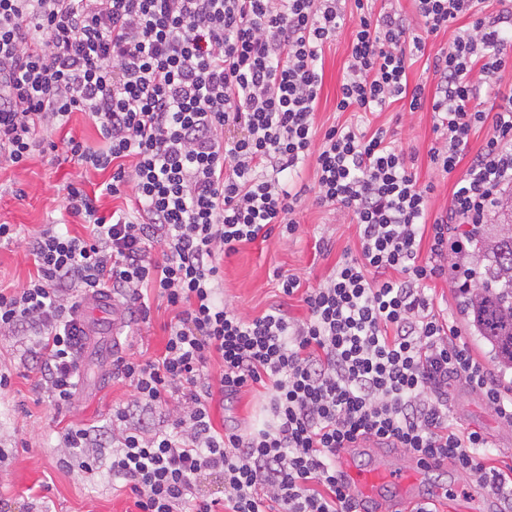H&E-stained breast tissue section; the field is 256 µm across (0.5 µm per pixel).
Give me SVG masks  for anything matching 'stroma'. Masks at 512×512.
Masks as SVG:
<instances>
[{
    "label": "stroma",
    "mask_w": 512,
    "mask_h": 512,
    "mask_svg": "<svg viewBox=\"0 0 512 512\" xmlns=\"http://www.w3.org/2000/svg\"><path fill=\"white\" fill-rule=\"evenodd\" d=\"M352 38L344 27L323 54V86L315 121L325 129L350 120L336 109ZM372 127L395 129L398 139L416 156L415 170L420 183H433L431 211L446 208L452 189L465 172L458 166L449 175L434 170L428 150L435 135L433 114L428 110L405 111L395 103L369 115ZM109 173L88 169L63 160L48 151L34 154L23 166L0 164V224H14L28 236L51 224H66L74 234L83 233L79 219L67 217L62 209L65 187L81 183L86 191L98 192ZM298 233L291 238L272 233L239 247L225 256L219 282L227 303L238 312L256 316L272 305L287 302L291 316L302 318L306 309L299 297L283 299L278 292L277 272H292L317 285L333 271L344 250L356 248L358 240L350 217L316 205L305 198L295 215ZM35 272L21 242L0 240V286L15 288ZM172 313L165 301L152 299L149 322L130 321L127 339L121 340L123 356H153L165 343L163 329ZM107 337L82 354L81 383L72 404L56 407L39 392L28 369L36 363L34 339L30 336L0 335V367L13 373L10 391L0 395V448L8 457L0 463V498L13 507L30 506L32 512H135L134 499L121 481L113 479L107 467L87 473L65 467L61 461L58 432L66 424L104 426L113 407L129 402L126 384L112 377V355L106 352ZM267 393L261 386L248 387L233 399L213 392L209 401L215 425H231L241 431L261 425ZM449 416L459 425L477 430L494 444L487 465L512 469V429L503 427L482 400L462 385L448 392ZM474 478L453 468L422 471L416 494L444 505L442 512H498L500 505L488 495L473 494Z\"/></svg>",
    "instance_id": "stroma-1"
}]
</instances>
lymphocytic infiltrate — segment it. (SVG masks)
Instances as JSON below:
<instances>
[{"instance_id":"1","label":"lymphocytic infiltrate","mask_w":512,"mask_h":512,"mask_svg":"<svg viewBox=\"0 0 512 512\" xmlns=\"http://www.w3.org/2000/svg\"><path fill=\"white\" fill-rule=\"evenodd\" d=\"M413 2L410 19L375 15L373 0H351L347 14L336 0H0V159L24 165L85 112L104 146L71 136L67 155L111 170L106 193L128 185L138 203L106 218L95 195L71 184L64 209L88 236L49 226L23 238L0 224V239L23 238L36 266L23 287L0 288V334L35 337L37 386L67 405L84 344L74 313L86 295L107 293L144 321L154 291L173 312L159 357L113 359L133 402L113 409L108 434L80 424L61 433L65 460L83 470L109 458L137 512H369L347 492L336 456L370 439L426 468L445 462L477 476L512 512V475L481 462L487 437L448 419V387L460 381L511 427L512 387L474 358L427 292L448 275L459 226L491 223L512 186V88H494L493 111L476 104L480 78L512 67V9L486 16L484 0ZM464 16L470 27L432 61L433 87L409 86L410 57ZM347 25L337 111L400 100L429 108L431 164L447 174L467 166L438 214L428 211L433 184L420 183L414 154L385 129L315 125L322 53ZM481 127L485 143L467 155ZM309 158L317 204L350 215L359 248L318 286L279 275L305 318L280 305L239 313L217 296L220 259L274 229L298 232L300 197L279 175ZM215 355L223 368L213 380L205 368ZM256 384L271 392L263 427H215L213 391L232 397ZM136 410L169 423L133 425ZM210 477L221 490L200 492Z\"/></svg>"}]
</instances>
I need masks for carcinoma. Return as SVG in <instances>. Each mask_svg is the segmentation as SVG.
<instances>
[{
  "mask_svg": "<svg viewBox=\"0 0 512 512\" xmlns=\"http://www.w3.org/2000/svg\"><path fill=\"white\" fill-rule=\"evenodd\" d=\"M456 254V300L470 337L497 377L512 382V196L494 224H478Z\"/></svg>",
  "mask_w": 512,
  "mask_h": 512,
  "instance_id": "carcinoma-1",
  "label": "carcinoma"
}]
</instances>
